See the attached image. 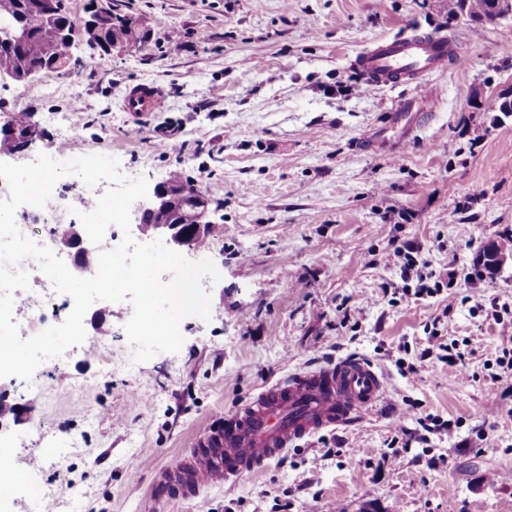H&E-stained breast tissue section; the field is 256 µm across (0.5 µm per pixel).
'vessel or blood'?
<instances>
[{
  "label": "vessel or blood",
  "instance_id": "obj_1",
  "mask_svg": "<svg viewBox=\"0 0 512 512\" xmlns=\"http://www.w3.org/2000/svg\"><path fill=\"white\" fill-rule=\"evenodd\" d=\"M369 88L448 66V41L413 35L377 43L355 62ZM163 97L152 84L129 87L123 111L136 116L160 111ZM384 376L372 363L347 357L289 375L224 414L171 466L160 470L153 497L159 502L198 499L202 485L232 484L323 431L347 426L380 402Z\"/></svg>",
  "mask_w": 512,
  "mask_h": 512
}]
</instances>
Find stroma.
Returning a JSON list of instances; mask_svg holds the SVG:
<instances>
[{
	"label": "stroma",
	"mask_w": 512,
	"mask_h": 512,
	"mask_svg": "<svg viewBox=\"0 0 512 512\" xmlns=\"http://www.w3.org/2000/svg\"><path fill=\"white\" fill-rule=\"evenodd\" d=\"M137 49L76 35L69 70L0 82V112L25 110L43 140L11 156L118 159L149 185L173 171L201 186L219 232L203 257L211 318L180 323L179 352L133 360L132 304L95 302L107 330L39 366L42 387L0 378L29 411L0 420L15 454L13 512H512V263L475 277L483 247L512 250V114L476 102L512 94V16L472 24L448 0H112ZM452 37L461 66L366 90L355 59L407 26ZM180 33L183 48L165 51ZM151 83L163 111H122ZM68 119L61 132L55 115ZM412 247L455 300L415 298L389 264ZM398 289L396 302L383 287ZM503 310L492 318L490 300ZM350 325H342L343 315ZM438 330L465 362L408 371ZM111 364H104L103 355ZM348 354L385 373L383 409L290 449L201 501L155 504V472L266 384ZM502 399L498 414H485ZM433 414L451 433L398 448ZM399 459H392V452Z\"/></svg>",
	"instance_id": "35a3bbf8"
}]
</instances>
